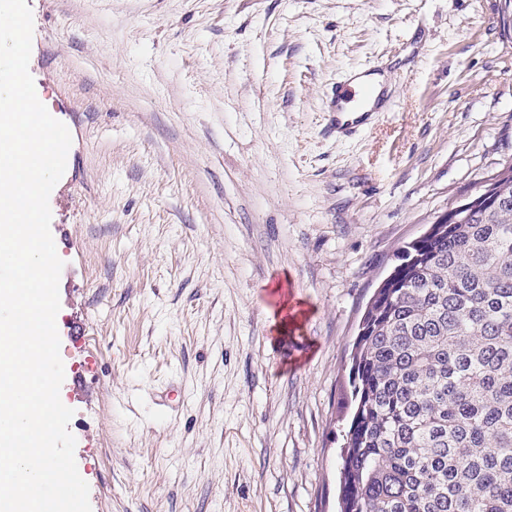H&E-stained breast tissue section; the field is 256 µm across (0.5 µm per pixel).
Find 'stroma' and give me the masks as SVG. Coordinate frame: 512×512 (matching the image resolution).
Returning <instances> with one entry per match:
<instances>
[{
	"label": "stroma",
	"instance_id": "stroma-1",
	"mask_svg": "<svg viewBox=\"0 0 512 512\" xmlns=\"http://www.w3.org/2000/svg\"><path fill=\"white\" fill-rule=\"evenodd\" d=\"M26 2L72 137L49 206L92 512H340L365 308L512 162L503 0ZM377 60L391 111L325 135L329 88Z\"/></svg>",
	"mask_w": 512,
	"mask_h": 512
}]
</instances>
